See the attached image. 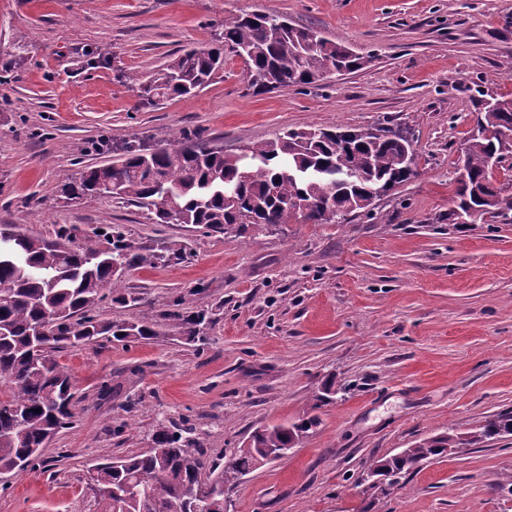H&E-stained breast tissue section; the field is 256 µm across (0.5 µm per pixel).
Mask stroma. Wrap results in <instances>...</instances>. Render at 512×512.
<instances>
[{
	"label": "stroma",
	"instance_id": "stroma-1",
	"mask_svg": "<svg viewBox=\"0 0 512 512\" xmlns=\"http://www.w3.org/2000/svg\"><path fill=\"white\" fill-rule=\"evenodd\" d=\"M251 11L367 64L255 94L228 53L212 84L149 109L119 80L210 45L226 17ZM509 16L512 0H0V224L44 238L65 228L104 249L119 225L151 261L123 276L136 304L104 299L99 319L214 312L198 346L161 336L56 351L80 401L43 466L0 490V512H101L89 468L151 448L160 420L190 422L217 458L310 411L318 425L227 492V512H512V435L424 463L371 502L357 485L382 457L512 410V223L448 221L479 79L512 94ZM88 48L109 66H87ZM18 53L26 64L11 66ZM336 126L407 130L417 164L371 214L340 224L234 237L59 192L128 141L170 149L195 132L234 154L287 128ZM104 139L113 152L97 150ZM329 380L343 394L314 408Z\"/></svg>",
	"mask_w": 512,
	"mask_h": 512
}]
</instances>
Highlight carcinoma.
<instances>
[{
	"label": "carcinoma",
	"instance_id": "carcinoma-1",
	"mask_svg": "<svg viewBox=\"0 0 512 512\" xmlns=\"http://www.w3.org/2000/svg\"><path fill=\"white\" fill-rule=\"evenodd\" d=\"M242 59L248 88L256 94L292 85H310L336 70L353 73L366 60L351 49L266 13H243L224 19L212 45L185 50L145 79L121 73L139 104L153 108L161 100L190 95L208 86L224 68V51ZM478 134L467 139L463 169L468 183L457 185L448 222L471 208L475 218L512 219V166L507 177L493 182L491 163L501 155V136L512 133V96L477 90ZM356 128L287 130L276 139L246 146L247 167L232 162L221 147H209L185 135L194 150L177 155L168 148L126 143L122 158L88 166L61 186L69 200L91 194L116 195L151 214L156 224H192L224 234L242 235L250 224L280 226L300 219L332 224L344 214L370 213L373 191L392 190L409 180L416 161L405 159V139L398 130L381 129L369 140ZM112 247L86 240L72 243L64 229L54 239H34L0 225V286L10 297L0 299V476H14L40 463L42 448L54 429L71 424L79 401L72 377L54 352L112 338L149 340L178 336L204 342L201 328L209 312L169 316L165 329L147 320L112 323L93 315L109 295L121 303L137 298L123 291L122 274L149 258L135 251L117 228ZM48 322L47 335L35 337V325ZM40 412H35V409ZM307 416L254 432L247 446L218 459L199 444L189 445L183 430L161 424L154 446L142 454L110 457L100 464L105 486L133 487L134 500L102 498L103 512H192L191 490L233 483L256 465L289 452L313 425ZM502 433L512 434V412L494 415L476 431L446 433L421 440L363 471L357 486L376 499L388 496L401 479L423 462L450 448H472Z\"/></svg>",
	"mask_w": 512,
	"mask_h": 512
}]
</instances>
